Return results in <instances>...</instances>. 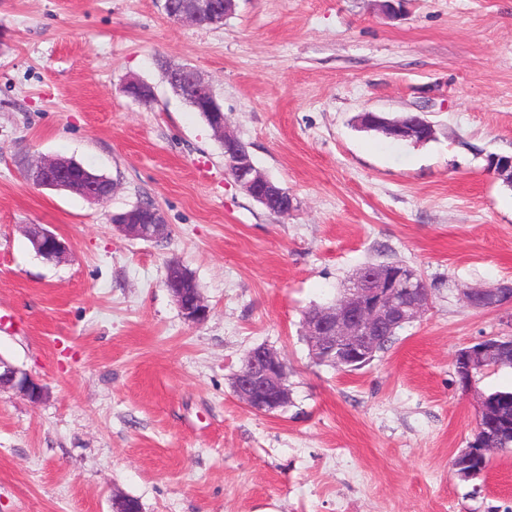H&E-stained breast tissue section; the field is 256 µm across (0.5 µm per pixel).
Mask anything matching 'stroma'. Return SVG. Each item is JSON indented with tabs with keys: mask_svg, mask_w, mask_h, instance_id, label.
<instances>
[{
	"mask_svg": "<svg viewBox=\"0 0 512 512\" xmlns=\"http://www.w3.org/2000/svg\"><path fill=\"white\" fill-rule=\"evenodd\" d=\"M202 72L254 164L288 189L269 214L224 168L200 113L158 59ZM152 86L143 105L127 80ZM367 111L421 113L423 144L360 129ZM512 0H238L223 24L173 23L164 0H0V357L39 404L0 394V512H512V450L477 478L453 458L489 369L464 393L455 353L512 336V307L462 291L512 280ZM30 155L71 157L117 185L102 202L28 184ZM148 201L166 240L113 213ZM63 238L60 264L25 234ZM403 261L432 305L365 367L316 363L303 316L369 263ZM210 308L186 322L170 262ZM278 351L290 401L263 414L232 383ZM12 391L31 403H38L45 395V387L26 371L0 357V392Z\"/></svg>",
	"mask_w": 512,
	"mask_h": 512,
	"instance_id": "35a3bbf8",
	"label": "stroma"
}]
</instances>
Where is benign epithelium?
Masks as SVG:
<instances>
[{
  "instance_id": "obj_1",
  "label": "benign epithelium",
  "mask_w": 512,
  "mask_h": 512,
  "mask_svg": "<svg viewBox=\"0 0 512 512\" xmlns=\"http://www.w3.org/2000/svg\"><path fill=\"white\" fill-rule=\"evenodd\" d=\"M236 0H165L167 16L181 25L211 26L224 22L235 10ZM169 82L178 95L182 86L192 88L190 103L206 113L207 123L224 149L227 173L252 199L274 214L286 216L295 209L287 189L270 179L255 166L245 144L231 129L224 108L214 89L197 69L186 65L167 68ZM126 93L140 103L154 99L152 87L142 80L126 83ZM76 164L63 158L27 159L23 164L26 181L35 188L65 190L88 200L100 202L112 196L116 184L74 171ZM487 170L496 177L512 180V155H491ZM114 226L133 239L160 242L169 229L164 214L155 206L138 203L124 212L111 215ZM31 242L39 256L49 263L66 260L69 250L65 240L37 227L30 231ZM188 270L178 263L169 265L166 286L185 321L198 324L210 309L201 293L188 297L185 276ZM464 302L474 310H494L512 305V282L494 288L466 289ZM431 307V291L426 282L409 266L362 268L336 303L317 308L304 321V336L316 360L336 362L340 370L365 360L374 352L378 335L386 328L411 323ZM457 376L465 392L472 389L475 376L502 365L512 366V338H487L456 354ZM286 364L277 351L260 345L247 352L236 374L233 391L249 409L270 414L288 405ZM12 391L32 403L42 400L45 387L26 371L0 356V392ZM499 428L503 442L512 443V422L486 394L478 399L475 438L483 440L486 428Z\"/></svg>"
}]
</instances>
